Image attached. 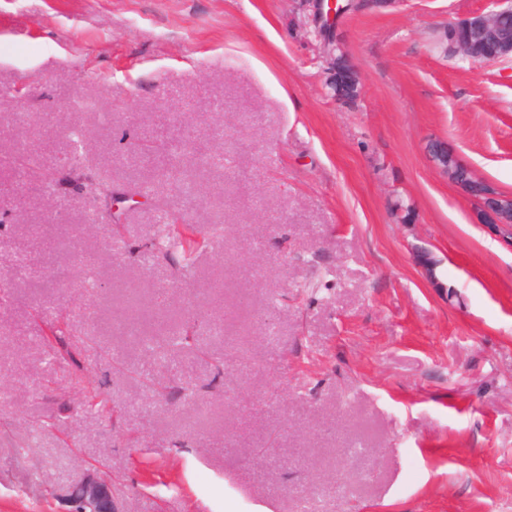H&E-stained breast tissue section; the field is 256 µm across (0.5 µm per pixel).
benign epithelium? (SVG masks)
I'll list each match as a JSON object with an SVG mask.
<instances>
[{
	"instance_id": "1",
	"label": "benign epithelium",
	"mask_w": 512,
	"mask_h": 512,
	"mask_svg": "<svg viewBox=\"0 0 512 512\" xmlns=\"http://www.w3.org/2000/svg\"><path fill=\"white\" fill-rule=\"evenodd\" d=\"M313 22L318 24L321 48L336 50L334 27L341 13L339 0H312ZM512 12V0H500L498 9L477 13L458 20L465 25L467 36L452 42L455 54L475 63L489 62L483 52L492 48L502 57H512V36L499 23V16ZM430 161L435 170L448 182L461 186L459 171L469 169L457 153H448V144L436 141L431 145ZM481 220L487 227L498 231H512V197L489 188L486 198H475ZM64 499L72 504L69 512H122L112 495V479L99 471H88L66 485Z\"/></svg>"
}]
</instances>
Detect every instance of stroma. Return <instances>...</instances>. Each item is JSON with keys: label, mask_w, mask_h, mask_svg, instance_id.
Instances as JSON below:
<instances>
[{"label": "stroma", "mask_w": 512, "mask_h": 512, "mask_svg": "<svg viewBox=\"0 0 512 512\" xmlns=\"http://www.w3.org/2000/svg\"><path fill=\"white\" fill-rule=\"evenodd\" d=\"M498 7L338 15L343 102L307 0H0V512H64L88 465L123 512H512V243L427 156L444 140L512 195V61L431 48ZM67 128L95 182L136 193L118 223L67 183ZM179 203L219 232L189 284L179 248H144ZM15 161L20 169L29 176L37 178L44 186L51 187L55 181L51 178L49 167L38 155L27 148L16 152Z\"/></svg>", "instance_id": "obj_1"}]
</instances>
